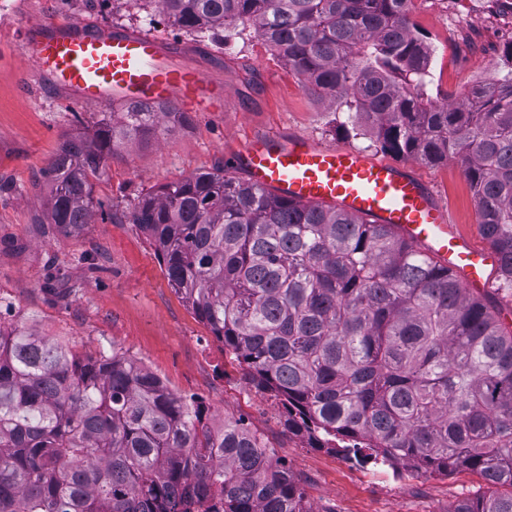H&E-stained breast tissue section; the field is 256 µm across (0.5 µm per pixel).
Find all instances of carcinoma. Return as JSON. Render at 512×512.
<instances>
[{"mask_svg": "<svg viewBox=\"0 0 512 512\" xmlns=\"http://www.w3.org/2000/svg\"><path fill=\"white\" fill-rule=\"evenodd\" d=\"M188 36L249 25L380 150L461 162L479 227L512 296V43L500 77L462 101L426 94L428 37L410 0H150ZM128 105L72 138L44 177L50 223H89L114 152L187 122ZM112 220L155 247L169 284L246 374L284 405L288 431L362 463L470 471L492 494L449 512H512V329L448 267L386 224L192 173ZM205 409L116 355L78 358L23 326L0 329V512H175L217 490L223 512H313L238 418L220 443Z\"/></svg>", "mask_w": 512, "mask_h": 512, "instance_id": "carcinoma-1", "label": "carcinoma"}]
</instances>
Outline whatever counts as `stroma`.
<instances>
[{
  "label": "stroma",
  "instance_id": "stroma-1",
  "mask_svg": "<svg viewBox=\"0 0 512 512\" xmlns=\"http://www.w3.org/2000/svg\"><path fill=\"white\" fill-rule=\"evenodd\" d=\"M483 2L485 16L468 19L464 8L451 15L436 0H411L412 22L433 46L447 49L426 86L432 98L465 96L494 74L512 41V0ZM9 3L8 14L0 15V329L23 325L81 357L113 353L133 360L172 392L203 403L210 422L243 419L274 458L287 462L313 512H448L450 504L485 491L484 481L467 471L396 474L311 447L304 436L288 432L279 399L257 387L195 317L145 235L101 212L195 172L222 167L244 179L242 170L231 168V157L245 142L269 134L353 148L379 161L386 153L369 139L346 134L329 104L249 29L235 28L219 45L179 33L154 5L139 7L132 0ZM49 18L150 33L177 62L224 93L221 107L189 113L186 128L118 150L94 183L100 209L68 235L48 222L52 187L42 171L65 140L92 135L101 109L58 91L25 52L27 27ZM406 165L471 243L486 247L461 164L410 159Z\"/></svg>",
  "mask_w": 512,
  "mask_h": 512
}]
</instances>
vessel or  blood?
<instances>
[{
  "mask_svg": "<svg viewBox=\"0 0 512 512\" xmlns=\"http://www.w3.org/2000/svg\"><path fill=\"white\" fill-rule=\"evenodd\" d=\"M42 75L80 103L164 104L205 110L221 94L198 72L178 65L149 33L42 22L26 33ZM253 184L304 203L334 204L346 213L390 225L468 285L481 284L490 256L451 224L428 186L403 167L297 136H268L232 159Z\"/></svg>",
  "mask_w": 512,
  "mask_h": 512,
  "instance_id": "obj_1",
  "label": "vessel or blood"
}]
</instances>
